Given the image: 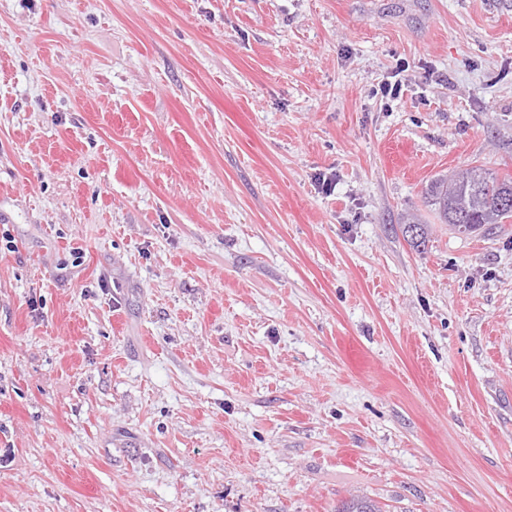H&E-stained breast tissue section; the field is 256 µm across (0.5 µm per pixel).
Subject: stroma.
<instances>
[{
	"label": "stroma",
	"instance_id": "stroma-1",
	"mask_svg": "<svg viewBox=\"0 0 512 512\" xmlns=\"http://www.w3.org/2000/svg\"><path fill=\"white\" fill-rule=\"evenodd\" d=\"M470 163L512 0H0V512H512V223L424 199ZM402 234L413 248L424 247L428 241V224H421L414 216L407 217L403 222Z\"/></svg>",
	"mask_w": 512,
	"mask_h": 512
}]
</instances>
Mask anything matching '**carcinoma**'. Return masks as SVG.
<instances>
[{"label": "carcinoma", "mask_w": 512, "mask_h": 512, "mask_svg": "<svg viewBox=\"0 0 512 512\" xmlns=\"http://www.w3.org/2000/svg\"><path fill=\"white\" fill-rule=\"evenodd\" d=\"M458 181L438 177L430 182L425 199L444 224H458L457 232L469 233L468 227L491 230L499 224L512 221V207L502 205L512 200V177L500 179L493 173L477 167L457 172ZM402 234L414 248L428 241V226L413 216L402 224ZM336 512H384L375 501L355 496L341 502Z\"/></svg>", "instance_id": "1"}]
</instances>
